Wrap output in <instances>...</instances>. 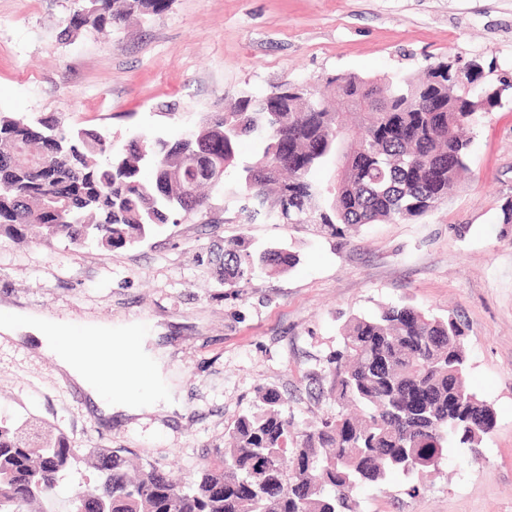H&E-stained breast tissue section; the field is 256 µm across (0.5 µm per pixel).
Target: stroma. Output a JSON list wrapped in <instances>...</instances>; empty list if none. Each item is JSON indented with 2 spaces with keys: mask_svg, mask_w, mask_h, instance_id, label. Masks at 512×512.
I'll list each match as a JSON object with an SVG mask.
<instances>
[{
  "mask_svg": "<svg viewBox=\"0 0 512 512\" xmlns=\"http://www.w3.org/2000/svg\"><path fill=\"white\" fill-rule=\"evenodd\" d=\"M74 0H0V112L55 117L124 141L176 137L242 92L287 81L320 90L328 77H416L438 63L478 65L499 93L470 131L469 172L438 209L367 224L337 238L314 224L247 222L233 197L162 226L133 247L105 249L0 236V304L71 323L91 317L113 335L140 328L166 348L179 411L99 419L63 382L51 354L0 340V419L31 416L62 430L95 476L92 449L123 448L181 480L223 452L235 420L277 388L304 429L336 411L328 358L352 318L392 303L466 325L469 389L496 427L479 458L449 449L427 471L360 488L358 512H512V0H169L119 27L59 40ZM245 237L283 244L291 270L255 269L225 286L209 249Z\"/></svg>",
  "mask_w": 512,
  "mask_h": 512,
  "instance_id": "1",
  "label": "stroma"
}]
</instances>
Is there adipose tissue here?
<instances>
[{"mask_svg":"<svg viewBox=\"0 0 512 512\" xmlns=\"http://www.w3.org/2000/svg\"><path fill=\"white\" fill-rule=\"evenodd\" d=\"M0 333L29 335L39 351L53 355L60 371L81 387L103 416L132 415L175 396L165 383L161 350L149 348L139 331L114 336L108 323L80 325L49 319L11 306H0Z\"/></svg>","mask_w":512,"mask_h":512,"instance_id":"obj_1","label":"adipose tissue"}]
</instances>
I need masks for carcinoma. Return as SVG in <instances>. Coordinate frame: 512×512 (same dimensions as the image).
Wrapping results in <instances>:
<instances>
[{"label": "carcinoma", "instance_id": "cac0c4a2", "mask_svg": "<svg viewBox=\"0 0 512 512\" xmlns=\"http://www.w3.org/2000/svg\"><path fill=\"white\" fill-rule=\"evenodd\" d=\"M59 38L120 26L164 10L168 0H75ZM480 68L430 67L419 82L336 74L321 92L285 83L268 95L242 93L233 107L175 139L135 135L119 146L94 130L55 119L0 113V234L22 240L37 225L49 238L112 249L133 246L181 216L209 223L215 200L240 198L247 220L317 224L336 237L354 225L418 220L448 200L467 167L462 130L475 111L464 87ZM363 133L339 181L314 172L336 158L348 116ZM260 140L253 161L235 168V147ZM150 177H144V170ZM224 284L255 268L292 269L282 247L249 249L224 240ZM465 329L411 304L355 316L330 357V396L350 404L299 431L273 387L240 415L230 451L182 484L151 464L129 467L119 450L96 455L84 512H356L354 492L387 473L428 467L454 444L475 453L496 425L491 404L464 385ZM80 457L67 436L23 419L0 420V512L51 501Z\"/></svg>", "mask_w": 512, "mask_h": 512}]
</instances>
